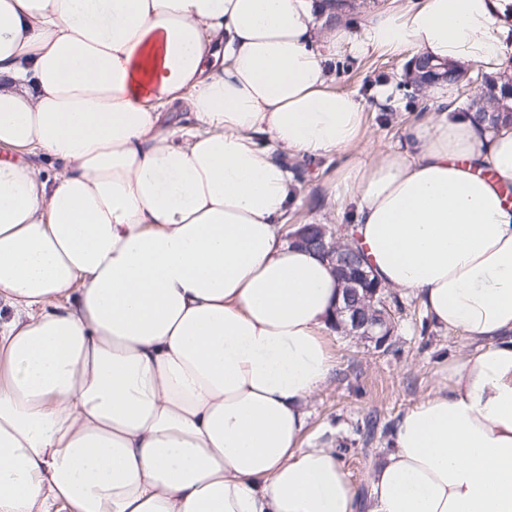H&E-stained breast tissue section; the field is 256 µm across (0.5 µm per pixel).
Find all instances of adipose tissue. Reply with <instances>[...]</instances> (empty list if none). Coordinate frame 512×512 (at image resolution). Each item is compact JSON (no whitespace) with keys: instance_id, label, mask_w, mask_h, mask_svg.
<instances>
[{"instance_id":"adipose-tissue-1","label":"adipose tissue","mask_w":512,"mask_h":512,"mask_svg":"<svg viewBox=\"0 0 512 512\" xmlns=\"http://www.w3.org/2000/svg\"><path fill=\"white\" fill-rule=\"evenodd\" d=\"M372 2L0 0V512H512V117L438 81L378 147L330 75L504 73L512 0ZM334 154L373 274L466 335L362 487L308 435L343 291L281 233Z\"/></svg>"}]
</instances>
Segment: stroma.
I'll return each mask as SVG.
<instances>
[{
    "mask_svg": "<svg viewBox=\"0 0 512 512\" xmlns=\"http://www.w3.org/2000/svg\"><path fill=\"white\" fill-rule=\"evenodd\" d=\"M340 62V67L332 71L336 85L363 101H370L371 88L382 83L400 91L397 110L368 113L371 138L380 144H399L406 126L425 109L423 98L413 99L402 93L405 57L357 59L345 55ZM339 164V158L333 155L290 161L298 191L287 215L288 223L323 224L332 232L350 223L349 213L336 209ZM399 298L405 309L394 316L392 346L388 351H379L373 343L355 341L335 331L327 334L334 367L330 379L309 405V432L313 439L330 442L353 437L354 424L371 417L393 423L439 383L441 376L435 362L438 354L464 345L465 335L460 331L436 328L429 338H422L419 322L413 315L419 298L404 292Z\"/></svg>",
    "mask_w": 512,
    "mask_h": 512,
    "instance_id": "stroma-1",
    "label": "stroma"
}]
</instances>
